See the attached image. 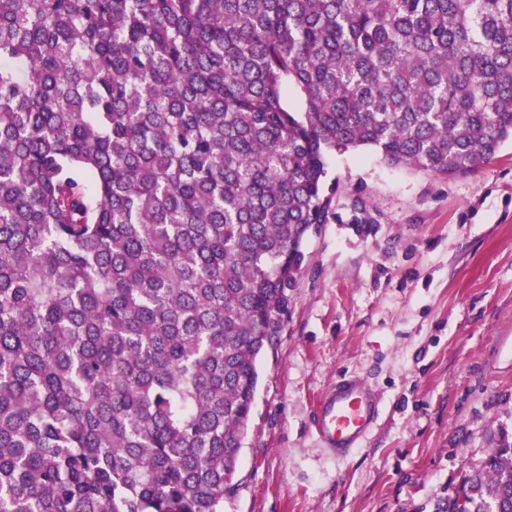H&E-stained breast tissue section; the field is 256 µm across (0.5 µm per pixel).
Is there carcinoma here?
I'll return each mask as SVG.
<instances>
[{
  "mask_svg": "<svg viewBox=\"0 0 512 512\" xmlns=\"http://www.w3.org/2000/svg\"><path fill=\"white\" fill-rule=\"evenodd\" d=\"M509 139L512 0H0V512H224L328 153Z\"/></svg>",
  "mask_w": 512,
  "mask_h": 512,
  "instance_id": "carcinoma-1",
  "label": "carcinoma"
}]
</instances>
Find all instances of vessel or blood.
<instances>
[{
  "instance_id": "1",
  "label": "vessel or blood",
  "mask_w": 512,
  "mask_h": 512,
  "mask_svg": "<svg viewBox=\"0 0 512 512\" xmlns=\"http://www.w3.org/2000/svg\"><path fill=\"white\" fill-rule=\"evenodd\" d=\"M378 415L372 389L359 377H346L319 399L316 431L322 445L343 458L362 445Z\"/></svg>"
}]
</instances>
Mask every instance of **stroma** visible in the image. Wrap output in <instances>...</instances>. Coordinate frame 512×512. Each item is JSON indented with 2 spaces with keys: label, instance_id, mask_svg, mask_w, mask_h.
<instances>
[{
  "label": "stroma",
  "instance_id": "stroma-1",
  "mask_svg": "<svg viewBox=\"0 0 512 512\" xmlns=\"http://www.w3.org/2000/svg\"><path fill=\"white\" fill-rule=\"evenodd\" d=\"M327 223L310 231L259 383L224 512H434L512 435V143L475 173L330 152ZM362 208H354V201ZM365 378L380 399L339 458L313 430L319 397Z\"/></svg>",
  "mask_w": 512,
  "mask_h": 512
}]
</instances>
